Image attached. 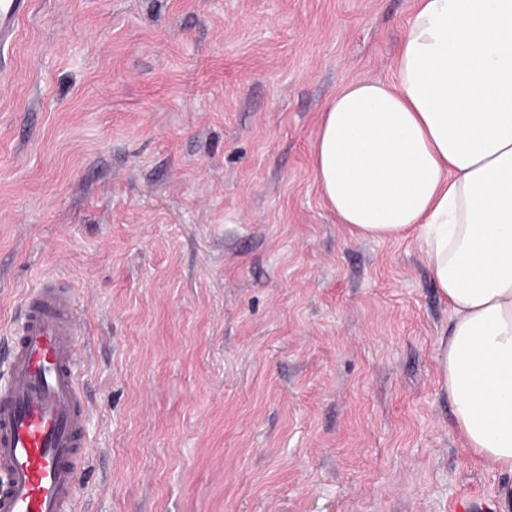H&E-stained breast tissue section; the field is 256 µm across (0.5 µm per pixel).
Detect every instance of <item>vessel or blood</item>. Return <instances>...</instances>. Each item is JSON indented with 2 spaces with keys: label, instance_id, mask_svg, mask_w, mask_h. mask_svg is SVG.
Instances as JSON below:
<instances>
[{
  "label": "vessel or blood",
  "instance_id": "b4317fda",
  "mask_svg": "<svg viewBox=\"0 0 512 512\" xmlns=\"http://www.w3.org/2000/svg\"><path fill=\"white\" fill-rule=\"evenodd\" d=\"M31 0H0V52L17 40ZM73 287L49 279L22 299L0 387V512H77L88 406L80 380Z\"/></svg>",
  "mask_w": 512,
  "mask_h": 512
}]
</instances>
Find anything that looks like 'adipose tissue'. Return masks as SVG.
I'll use <instances>...</instances> for the list:
<instances>
[{"instance_id": "obj_1", "label": "adipose tissue", "mask_w": 512, "mask_h": 512, "mask_svg": "<svg viewBox=\"0 0 512 512\" xmlns=\"http://www.w3.org/2000/svg\"><path fill=\"white\" fill-rule=\"evenodd\" d=\"M313 170L354 236L419 242L450 308L454 424L512 512V0H417L393 82L336 94Z\"/></svg>"}]
</instances>
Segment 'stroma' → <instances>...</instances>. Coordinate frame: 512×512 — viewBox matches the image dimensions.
Returning <instances> with one entry per match:
<instances>
[{
    "label": "stroma",
    "instance_id": "stroma-1",
    "mask_svg": "<svg viewBox=\"0 0 512 512\" xmlns=\"http://www.w3.org/2000/svg\"><path fill=\"white\" fill-rule=\"evenodd\" d=\"M416 0H32L0 53L1 338L75 290L78 512H494L441 384L411 236H353L312 167Z\"/></svg>",
    "mask_w": 512,
    "mask_h": 512
}]
</instances>
